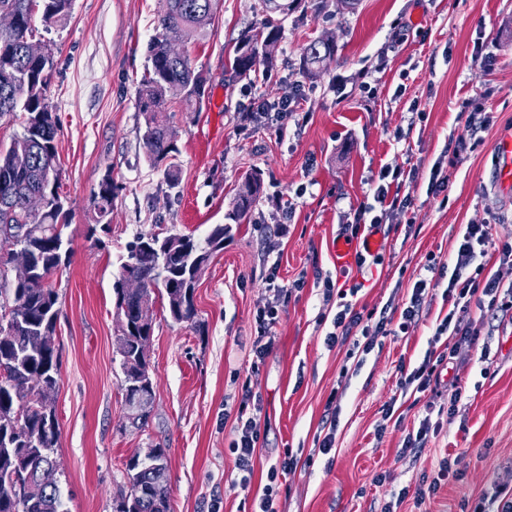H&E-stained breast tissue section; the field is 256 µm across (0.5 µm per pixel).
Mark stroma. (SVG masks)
Segmentation results:
<instances>
[{
  "label": "stroma",
  "mask_w": 512,
  "mask_h": 512,
  "mask_svg": "<svg viewBox=\"0 0 512 512\" xmlns=\"http://www.w3.org/2000/svg\"><path fill=\"white\" fill-rule=\"evenodd\" d=\"M164 9L165 0H72L64 19L34 22V38L53 60L47 96L60 121L61 190L71 210L70 261L55 283L57 478L68 512H112L113 497L128 486L127 461L157 447L166 451L171 512H252L268 468L288 450L299 464L279 512H381L393 493L436 477L447 453L460 458L459 480L442 484L422 508L405 500L400 512H461L465 502L512 488V313L486 323L477 347L462 349L454 371L461 400L421 453L403 457L402 441L418 429L428 398L401 393L399 366L422 359L448 306L435 299L404 337H377L359 364L347 346L324 342L336 303L323 287L329 277L357 287L358 307L399 306L428 255L450 261L463 225L492 224L500 237L512 236V196L491 183L492 143L512 131V0H302L281 22L274 67L247 77L232 73L228 58L259 26L258 0H218L204 34L184 44L206 79L201 107L176 96L168 102L180 175L173 188L146 160L138 108L148 43ZM326 34L336 51L286 131L267 117L243 125L252 98L288 96L303 78L304 48ZM469 98L490 124L482 144L453 166L450 147ZM437 163L448 177L444 201L427 192ZM384 166L409 170L401 188L413 204L386 227L383 264L337 267L338 227L372 202L370 178ZM253 169L264 191L250 221L235 226L202 271L195 324L174 323L161 297L153 299L155 396L145 427L131 428L112 289L126 246L140 232L204 238L227 223ZM107 174L116 194L110 229L96 243L86 232L98 220L94 193ZM280 200L293 213L287 237L270 250L266 234L280 220ZM274 264L281 284L301 277L306 284L289 298L274 349L254 376V315L268 299L264 277ZM248 376L262 400L265 438L245 490L224 417L236 413ZM332 394L338 427L330 459L316 452L314 438ZM379 472L388 478L373 484Z\"/></svg>",
  "instance_id": "stroma-1"
}]
</instances>
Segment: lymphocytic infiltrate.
<instances>
[{"mask_svg": "<svg viewBox=\"0 0 512 512\" xmlns=\"http://www.w3.org/2000/svg\"><path fill=\"white\" fill-rule=\"evenodd\" d=\"M412 201V196L393 197L388 187L378 186L374 204L360 206L355 211L353 221L342 225L341 238L350 242L381 231L395 213L407 211ZM495 258L503 264L512 263V240L495 241L491 225L467 224L458 238L452 266L432 260L425 263L402 310H395L388 304L364 313L356 310L348 298L347 289H337V311L332 329L325 337L327 346L345 342L352 332L357 331L363 338L362 354H369L376 337L407 333L411 324L421 318L424 307L431 305L435 296H442L450 309L438 324L420 364L402 370L399 385L402 391L418 393L434 392L440 385H447L448 404L456 406L462 397V389L457 379H443V370L458 359L462 346L475 345L479 326L497 318L499 313L512 310V281H505L492 272L490 262ZM265 283L269 297L256 312L253 341V353L260 363L274 346V328L288 301L290 288L303 286L299 280L290 288L282 285L274 266L269 268ZM241 391L237 424L229 449L240 476L239 484L245 488L251 482L256 448L261 438L262 407L250 382H243Z\"/></svg>", "mask_w": 512, "mask_h": 512, "instance_id": "obj_1", "label": "lymphocytic infiltrate"}]
</instances>
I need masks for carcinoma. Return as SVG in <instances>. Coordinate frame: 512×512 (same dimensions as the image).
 Here are the masks:
<instances>
[{
	"instance_id": "1",
	"label": "carcinoma",
	"mask_w": 512,
	"mask_h": 512,
	"mask_svg": "<svg viewBox=\"0 0 512 512\" xmlns=\"http://www.w3.org/2000/svg\"><path fill=\"white\" fill-rule=\"evenodd\" d=\"M296 0H259L261 26L246 31L229 57L238 75L247 77L272 57L262 43L279 39L274 16L295 10ZM217 0H166L148 44V71L139 90L142 144L149 165L169 184L178 180L175 131L165 112L167 96L179 95L187 106H199L205 79L187 54L169 55L172 44L201 32ZM71 0H0V117L21 109L24 129L7 148H0V512H68L58 485L60 428L55 396L59 388L60 351L56 345L58 292L53 285L69 260V208L60 193L62 170L57 158L60 122L47 102L45 65L27 55L34 18L45 23L67 16ZM336 50L330 36L306 46L302 73L320 75L322 59ZM259 172L245 176L229 218L239 224L250 218L262 191ZM35 194L46 198L34 213L26 207ZM112 175L99 183L94 201L99 223L87 227L92 239L105 230L112 213ZM233 225L216 224L202 240L191 234L138 233L126 246V260L113 283L117 322V352L129 397L138 390L154 391L145 343L154 332L152 295L166 300L175 323H195L196 265L209 263L224 249ZM16 268L7 278L6 266ZM129 488L113 497V512H170L166 491L167 462L163 448H151L127 463Z\"/></svg>"
}]
</instances>
